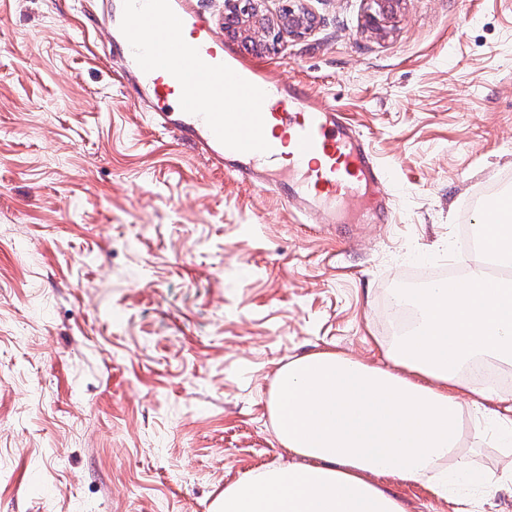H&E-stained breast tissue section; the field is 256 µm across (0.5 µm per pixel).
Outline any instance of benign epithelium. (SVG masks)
<instances>
[{
  "label": "benign epithelium",
  "instance_id": "7a95c632",
  "mask_svg": "<svg viewBox=\"0 0 512 512\" xmlns=\"http://www.w3.org/2000/svg\"><path fill=\"white\" fill-rule=\"evenodd\" d=\"M267 0H224V36L248 44L262 52L286 31L303 37L315 26V15L305 6L306 0H279L277 20L266 8ZM405 0H365V29L378 38L389 35L392 23L401 16Z\"/></svg>",
  "mask_w": 512,
  "mask_h": 512
}]
</instances>
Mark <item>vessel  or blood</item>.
Returning a JSON list of instances; mask_svg holds the SVG:
<instances>
[{
    "instance_id": "obj_1",
    "label": "vessel or blood",
    "mask_w": 512,
    "mask_h": 512,
    "mask_svg": "<svg viewBox=\"0 0 512 512\" xmlns=\"http://www.w3.org/2000/svg\"><path fill=\"white\" fill-rule=\"evenodd\" d=\"M99 21L151 123L208 165L311 207L385 194L386 173L339 113L226 47L194 0H105Z\"/></svg>"
}]
</instances>
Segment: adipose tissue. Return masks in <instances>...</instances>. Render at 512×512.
Listing matches in <instances>:
<instances>
[{
    "label": "adipose tissue",
    "mask_w": 512,
    "mask_h": 512,
    "mask_svg": "<svg viewBox=\"0 0 512 512\" xmlns=\"http://www.w3.org/2000/svg\"><path fill=\"white\" fill-rule=\"evenodd\" d=\"M417 321L384 347L386 366L334 350L281 367L269 400L282 448L294 465L250 471L225 485L212 512H406L381 480L413 482L457 463L459 478L489 486L462 454L465 429L492 422L512 435V418L464 401V364H512V282L481 268L445 288L394 291Z\"/></svg>",
    "instance_id": "ef3b65f1"
}]
</instances>
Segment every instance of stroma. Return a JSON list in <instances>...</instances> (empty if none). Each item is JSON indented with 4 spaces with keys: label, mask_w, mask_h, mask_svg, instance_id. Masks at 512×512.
Wrapping results in <instances>:
<instances>
[{
    "label": "stroma",
    "mask_w": 512,
    "mask_h": 512,
    "mask_svg": "<svg viewBox=\"0 0 512 512\" xmlns=\"http://www.w3.org/2000/svg\"><path fill=\"white\" fill-rule=\"evenodd\" d=\"M311 34L238 52L335 105L388 175V219L316 210L209 167L105 58L100 0H0V512H211L288 465L278 369L379 361L385 306L512 177V0H309ZM488 493L385 484L408 512H512V462L469 431ZM365 29L378 38H386L393 22L401 16L405 0H364Z\"/></svg>",
    "instance_id": "35a3bbf8"
}]
</instances>
